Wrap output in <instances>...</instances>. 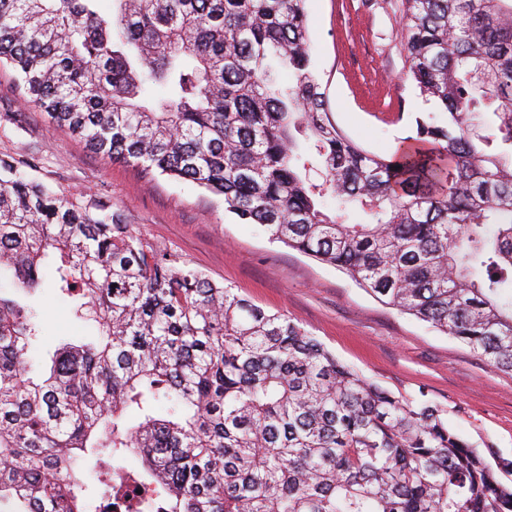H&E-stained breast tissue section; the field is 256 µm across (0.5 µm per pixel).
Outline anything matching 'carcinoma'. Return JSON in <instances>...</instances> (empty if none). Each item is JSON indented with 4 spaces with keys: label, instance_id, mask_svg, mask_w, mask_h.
Segmentation results:
<instances>
[{
    "label": "carcinoma",
    "instance_id": "1",
    "mask_svg": "<svg viewBox=\"0 0 512 512\" xmlns=\"http://www.w3.org/2000/svg\"><path fill=\"white\" fill-rule=\"evenodd\" d=\"M0 0V65L91 150L222 198L512 374V0H401L419 96L389 156L333 121L305 0ZM288 70L277 85L271 59ZM334 201L329 209L327 199ZM97 334L31 376L44 326L0 290V512H512L421 391L403 399L298 323L145 242L99 195L0 157V270Z\"/></svg>",
    "mask_w": 512,
    "mask_h": 512
}]
</instances>
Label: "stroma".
Listing matches in <instances>:
<instances>
[{
  "mask_svg": "<svg viewBox=\"0 0 512 512\" xmlns=\"http://www.w3.org/2000/svg\"><path fill=\"white\" fill-rule=\"evenodd\" d=\"M314 68L337 125L370 152L392 154L416 117L442 121L403 79L400 0H305ZM56 193H97L147 242L175 251L215 281L300 323L341 361L398 396L418 391L487 459L512 460V375L430 324L381 303L343 270L270 241L223 201L189 182L147 175L94 153L29 106L11 68H0V156ZM45 334L40 351L91 334L44 286L32 301Z\"/></svg>",
  "mask_w": 512,
  "mask_h": 512,
  "instance_id": "35a3bbf8",
  "label": "stroma"
}]
</instances>
